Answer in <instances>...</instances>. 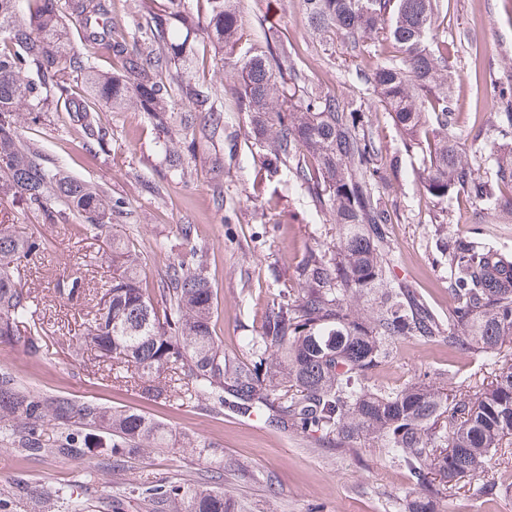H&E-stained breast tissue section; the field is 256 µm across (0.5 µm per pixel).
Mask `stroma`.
Returning <instances> with one entry per match:
<instances>
[{
    "instance_id": "stroma-1",
    "label": "stroma",
    "mask_w": 512,
    "mask_h": 512,
    "mask_svg": "<svg viewBox=\"0 0 512 512\" xmlns=\"http://www.w3.org/2000/svg\"><path fill=\"white\" fill-rule=\"evenodd\" d=\"M437 37L458 48L449 94L454 119L450 132L460 147L475 155L481 174H496L495 150L511 143L499 118L502 100L485 90L489 81L512 87V0H443ZM243 36L259 45L280 46L295 64L298 84L324 90L361 104L384 154L398 161V176L379 185L377 197L393 212L388 236L392 272L439 316L447 319L448 255L442 241L451 235L512 256V219L465 196L449 195L436 203L420 184L421 161L411 152L371 86L361 80L370 58L391 57L389 42L372 40L367 54L353 52L343 37L314 30L301 0H240ZM207 79L224 105V134L200 151L184 177H172L165 146L175 129L156 127L146 112L129 108L105 112L101 120L111 138L105 150L87 152L83 132L65 109L42 113L31 134L43 146L49 164L77 178L103 184L123 202L114 218L119 230L137 244L143 283L155 287L166 265L184 252L180 227L192 225L190 246L204 263L216 295L214 333L226 355L245 359L246 342L262 332L273 298L299 287L300 266L308 251L332 243L336 226L320 214L315 200L287 171L269 174V155L249 133L246 113L237 111L232 82L221 65L207 68ZM224 196L216 208L215 192ZM0 219L18 233L40 234L45 256L25 278L42 297L39 310L49 329L66 325L79 308L56 298L53 280L74 273L90 283L92 299L112 278L111 263L77 264L95 256L104 243L86 235L81 224L48 223L44 217L15 211L0 203ZM0 369L44 394L66 395L109 407L145 412L173 431L213 442L224 462V496L239 512H405L415 486L405 469L381 448H322L306 433L277 424L268 415H243L203 403L195 408L160 404L131 386H118L103 375L78 372L70 350L60 345L34 356L20 345L0 343ZM491 364L447 341L403 338L375 373L379 388L392 391L420 375L458 385L497 372ZM207 461L172 445L112 468L98 458L29 457L0 442V502L5 512H34L14 506L19 485H75L85 512H145L141 487L165 482H196ZM439 512H512V488L477 497L469 483L440 501Z\"/></svg>"
}]
</instances>
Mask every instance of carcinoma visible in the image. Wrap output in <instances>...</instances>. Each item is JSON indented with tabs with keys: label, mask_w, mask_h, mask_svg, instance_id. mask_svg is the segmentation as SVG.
Instances as JSON below:
<instances>
[{
	"label": "carcinoma",
	"mask_w": 512,
	"mask_h": 512,
	"mask_svg": "<svg viewBox=\"0 0 512 512\" xmlns=\"http://www.w3.org/2000/svg\"><path fill=\"white\" fill-rule=\"evenodd\" d=\"M310 24L342 35L352 51L381 38L395 50L364 73L409 147L421 156L422 186L438 202L461 192L512 211V146L497 150L496 177L484 178L449 135L454 43L433 37L439 0H303ZM113 0H0V201L53 223L76 220L101 238L112 279L68 338L76 357L96 352L115 384L134 382L154 402L187 408L203 402L241 413L268 411L282 426L316 436L332 448L377 444L426 494L407 512H434L457 483L479 477L512 437V366L453 389L417 378L395 392L375 387L374 373L398 338L448 340L482 356L512 357V260L466 240H450L448 327L392 276L386 225L390 210L375 196L394 169L383 161L368 115L330 92L280 95L278 81L294 76L285 52L242 44L235 0H182L137 5L130 31L112 25ZM79 29L73 42L63 18ZM216 56L232 63L236 110L251 133L315 198L336 224V243L312 249L302 264L303 287L273 300L250 359L224 354L213 336L214 292L195 265L196 251L168 263L157 287L144 288L134 243L112 224L122 202L103 187L45 164L30 124L64 102L84 132L82 148L105 150L109 130L99 113L128 103L163 128L177 124L178 149L165 151L172 175L224 131V107L203 73ZM116 65L101 73L95 60ZM46 240L20 236L0 222V342L32 355L49 352L50 336L37 311L42 298L24 287L27 267ZM79 276L55 279L53 293L70 303L89 295ZM0 438L29 456L79 458L94 440L112 462L163 448L172 430L146 414L94 401L35 392L0 370ZM215 468L197 485L174 482L141 492L147 512H234ZM73 490L26 485L19 498L57 505Z\"/></svg>",
	"instance_id": "obj_1"
}]
</instances>
